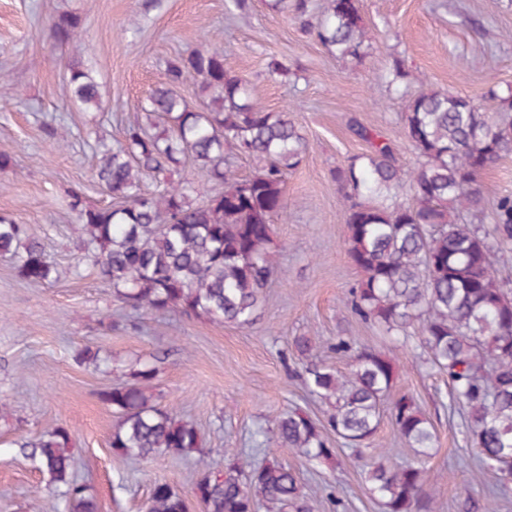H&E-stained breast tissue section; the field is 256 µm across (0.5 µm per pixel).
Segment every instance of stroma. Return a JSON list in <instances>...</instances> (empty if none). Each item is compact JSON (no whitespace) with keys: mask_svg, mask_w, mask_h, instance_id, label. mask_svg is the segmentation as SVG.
Returning a JSON list of instances; mask_svg holds the SVG:
<instances>
[{"mask_svg":"<svg viewBox=\"0 0 512 512\" xmlns=\"http://www.w3.org/2000/svg\"><path fill=\"white\" fill-rule=\"evenodd\" d=\"M377 40L363 61L341 59L306 35L299 23L265 0L248 10L231 0H0V215L26 224L48 259L67 276L52 285L23 280L13 258L0 256V512H63L59 490L36 459L13 447L20 435L67 427L74 438L75 475L89 483L98 512H145L155 482L190 494L194 459L162 454L150 460L116 455L115 421L99 394L136 360L155 361L163 403L200 430L213 470L228 453L262 461L267 447L255 431L299 408L323 417L310 396L293 347L314 336L312 360L347 370L331 345L345 337L396 361L395 389L412 394L431 418L437 446L426 464L438 512H512V483L475 469L459 410L449 406L446 374L430 368L417 340L389 342L344 302L358 271L343 240L346 227L332 169L364 152L349 130L355 116L392 140L403 164L413 162L401 115L406 96L385 74L391 55L434 88L471 98L486 111L489 89L512 87V0H359ZM78 21L76 35L52 37L59 18ZM224 48V66L247 78L263 106L289 112L306 142L301 164L288 172L287 205L275 225L283 247L270 297L249 326L189 320L175 313L119 310L111 289L79 257L85 236L69 207L72 191L86 204L108 206L93 175L101 152L145 119L142 106L165 79L168 61L210 43ZM287 65L271 76L273 63ZM91 68L100 108L71 100L72 65ZM100 351L106 368L80 364L84 348ZM293 468L316 512H383L366 489L348 448L336 468L294 450L273 451Z\"/></svg>","mask_w":512,"mask_h":512,"instance_id":"1","label":"stroma"}]
</instances>
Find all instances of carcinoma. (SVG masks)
Returning a JSON list of instances; mask_svg holds the SVG:
<instances>
[{"mask_svg": "<svg viewBox=\"0 0 512 512\" xmlns=\"http://www.w3.org/2000/svg\"><path fill=\"white\" fill-rule=\"evenodd\" d=\"M271 9L297 20L326 49L361 61L373 48L359 0H327L316 22L307 0H270ZM77 22L59 20L57 42L73 37ZM415 79L406 61L391 57L388 85L404 92ZM201 81L207 95L196 108L180 86ZM71 94L86 109L100 105L91 72L71 69ZM490 96L487 113L466 96L421 88L407 100L404 135L414 162L401 163L391 141L350 120L367 153L332 171L344 211L346 252L360 272L346 305L384 336L407 343L419 336L426 362L448 374L453 404L462 411L467 443L477 448L480 470L503 480L512 472V282L498 276L496 257L512 245V195L500 197L493 224L484 221L481 178L512 155V91ZM125 139L106 150L97 183L113 203L85 206L79 192L71 207L86 236L81 260L95 268L124 307L144 314L177 313L188 319L247 326L266 303L277 270L273 225L286 208L288 171L306 150L286 112H272L249 80L224 68V52L205 47L171 60ZM251 156L255 172L236 175L224 148ZM191 159L220 186L203 199L192 187L163 174ZM152 177L157 188L142 192ZM0 253L16 260L32 284L61 280L41 240L23 224L0 216ZM336 352L350 359L342 372L327 364L305 367L310 394L329 409L321 419L295 409L278 420L264 442L291 448L310 462L334 459L330 443L359 449L376 433L384 405L399 437L428 458L438 436L414 396L394 392L393 358L340 337ZM157 368L136 363L125 380L100 398L116 415L110 445L122 456H197L201 473L192 488L203 512H314L296 472L272 456L253 465L232 454L224 472L210 470L198 428L161 405ZM31 451L51 483L61 489L65 512H98L89 487L73 475L72 435L56 426L38 440L14 442ZM358 465L384 512H437L425 469L360 453ZM188 498L167 483L155 484L146 512H189Z\"/></svg>", "mask_w": 512, "mask_h": 512, "instance_id": "carcinoma-1", "label": "carcinoma"}]
</instances>
